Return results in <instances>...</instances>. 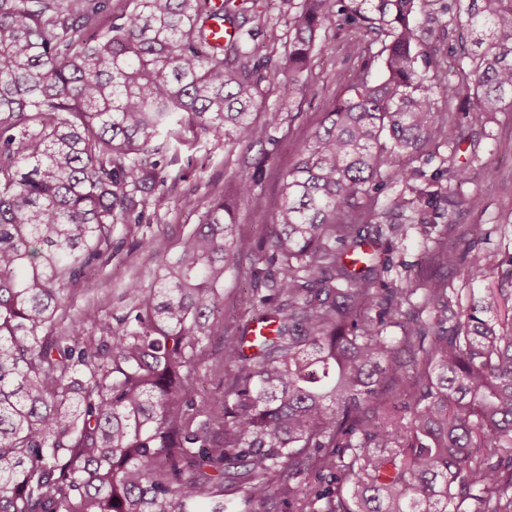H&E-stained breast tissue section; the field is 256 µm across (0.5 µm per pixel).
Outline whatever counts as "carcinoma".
<instances>
[{
  "mask_svg": "<svg viewBox=\"0 0 512 512\" xmlns=\"http://www.w3.org/2000/svg\"><path fill=\"white\" fill-rule=\"evenodd\" d=\"M280 3L298 13L286 68L261 54L263 0H0V512H262L279 481L291 512H512V250L473 253L482 224L448 244L451 185L469 180L455 157L480 145L459 113L512 107V0ZM441 18L454 80L430 43ZM333 19L374 38L351 41L363 65L298 148L273 229L237 232L215 198L163 274L126 288L112 343L81 319L60 330L78 273L140 223L186 132L268 138L281 112L254 122L257 98L298 94ZM443 147L448 167L421 179L411 163ZM374 220L390 251L405 222L445 231L388 283ZM260 254L282 266L258 299L275 334L225 339L236 372L195 398L224 275ZM459 266L502 288L460 308L435 276Z\"/></svg>",
  "mask_w": 512,
  "mask_h": 512,
  "instance_id": "obj_1",
  "label": "carcinoma"
}]
</instances>
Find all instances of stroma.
<instances>
[{"instance_id":"35a3bbf8","label":"stroma","mask_w":512,"mask_h":512,"mask_svg":"<svg viewBox=\"0 0 512 512\" xmlns=\"http://www.w3.org/2000/svg\"><path fill=\"white\" fill-rule=\"evenodd\" d=\"M355 31L332 21L326 31L330 51L317 54L311 71L305 74L303 88L290 101L276 93L264 94L261 106L276 108L283 121L273 130L269 143L216 146L204 132H196L193 143L181 147L178 159L168 166L166 184L148 201L147 220L142 224H118L112 232V256L85 274L75 285L70 314L87 316V335L108 340L106 331L112 318L126 310L131 300L125 294L130 282L148 285L160 273L162 257H174L180 240L192 232L210 201L224 196L236 204V229L251 234L259 225L272 223L280 204V180L293 164L296 151L319 126L329 104L343 93L361 66L351 54L349 43ZM481 145L478 161H470L468 150H460L459 161L470 162V180L460 189V205L453 212L458 227L481 224L488 234L477 252L512 246V119L479 125ZM263 166L264 179L254 198L238 200L235 190L241 179L252 177L256 166ZM479 195L477 207H469L472 195ZM434 226L408 227L398 241L395 262L386 280L406 277L417 269ZM255 304L248 281L230 273L224 279V332L214 336L205 359L191 381L195 396L223 391L226 368L221 361L224 339L238 335L254 315Z\"/></svg>"}]
</instances>
